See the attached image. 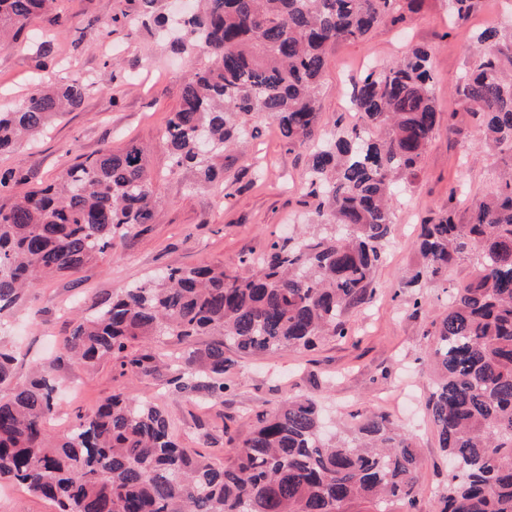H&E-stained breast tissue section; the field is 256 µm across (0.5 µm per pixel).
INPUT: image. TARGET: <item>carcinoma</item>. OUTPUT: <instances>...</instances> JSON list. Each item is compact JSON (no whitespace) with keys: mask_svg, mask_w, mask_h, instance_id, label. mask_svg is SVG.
Instances as JSON below:
<instances>
[{"mask_svg":"<svg viewBox=\"0 0 512 512\" xmlns=\"http://www.w3.org/2000/svg\"><path fill=\"white\" fill-rule=\"evenodd\" d=\"M163 0L141 23L170 28L179 52L208 57L185 80L182 102L162 139L173 166L213 183V159L277 126L290 151H308L304 204L318 235L272 242L256 260L259 275L222 265L170 268L112 292L65 342L86 365L122 356L138 376L161 355L141 346L174 336L190 348L179 386L224 398V373L242 353L308 349L325 336H346L342 315L372 296L374 274L394 223L401 184L417 178L442 121L432 50L409 49L353 86L361 124L319 137L320 80L328 48L365 39L380 23L404 21L422 0H193L171 21ZM56 0H0V43L17 41L28 21ZM481 0H449L450 23L465 25ZM455 86L481 126L483 147L500 154L497 194L460 212L456 188L448 207L420 224L419 263L406 286L448 284V271L470 250L474 271L453 288L432 321L430 355L438 373L426 408L439 448L453 462L440 512H512V31L487 27ZM93 83L63 79L38 86L14 110L0 112V154L82 106ZM0 171V303L15 302L41 279L77 271L153 223L158 198L146 153L135 144L77 157L55 183L16 193ZM221 342L200 354L198 336ZM13 352L0 348V480L25 486L57 512H415L421 457L413 437L383 415L365 417L360 438L324 431L317 403L289 396L216 464L175 439L157 406L122 392L80 415L52 438L55 388L45 376L12 386Z\"/></svg>","mask_w":512,"mask_h":512,"instance_id":"cac0c4a2","label":"carcinoma"}]
</instances>
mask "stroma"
<instances>
[{"label":"stroma","mask_w":512,"mask_h":512,"mask_svg":"<svg viewBox=\"0 0 512 512\" xmlns=\"http://www.w3.org/2000/svg\"><path fill=\"white\" fill-rule=\"evenodd\" d=\"M127 7L126 0H57L56 11L32 19L17 45L0 48V110L21 103L36 81L46 85L82 77L93 84L81 109L0 155L1 169L14 170L28 188L52 182L76 156L134 142L148 150L159 198L147 231L126 237L78 271L39 282L0 311V346L15 355L14 385H26L43 372L59 381L57 412L48 424L54 436L112 393L129 392L158 405L185 447L218 463L247 437L259 416L289 395L319 400L341 436H354L369 413L383 414L411 433L420 450L417 512H439L448 462L425 403L437 382L429 363L431 322L447 307L449 294L433 283L409 288L405 280L418 261L419 224L430 210L447 204L449 185L462 184L470 202L498 189V161L481 152L482 133L453 86L469 60L474 33L512 27V0H482L478 13L455 30L448 23V0H423L406 25L383 24L365 40L330 48L319 95L324 130H332L337 119L357 122L351 91L363 71L388 67L409 46L426 45L434 50L439 109L455 113L464 134L457 137L440 126L421 172L397 199L375 294L344 315L349 335L323 338L310 350L235 354L234 367L224 375L230 391L209 401L177 390L178 366L131 378L120 375L112 358L92 367L74 363L63 342L75 318L91 315L114 289L149 279L158 269L221 262L248 277L256 271L253 258L270 241L288 233H319L320 225L311 222L300 203L307 152L287 151L275 125L265 122L247 152L227 150L219 157L223 184L193 185L186 173L170 171L163 129L181 104L185 75L205 59L174 52L153 30L114 22ZM44 41L53 47L47 56L40 50ZM243 169L251 183L241 190L233 177ZM419 294L427 302L417 309L413 301Z\"/></svg>","instance_id":"1"}]
</instances>
